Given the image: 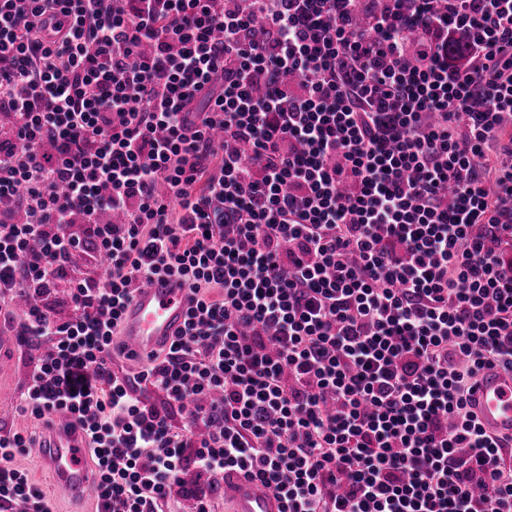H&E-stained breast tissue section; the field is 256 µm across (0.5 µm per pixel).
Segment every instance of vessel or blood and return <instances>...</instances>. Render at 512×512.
I'll use <instances>...</instances> for the list:
<instances>
[{
	"label": "vessel or blood",
	"instance_id": "b4317fda",
	"mask_svg": "<svg viewBox=\"0 0 512 512\" xmlns=\"http://www.w3.org/2000/svg\"><path fill=\"white\" fill-rule=\"evenodd\" d=\"M188 308L189 290L173 276L156 277L133 291L120 315L119 334L126 352L144 357L169 346ZM475 398L483 428L491 434L512 436V371L485 370ZM44 446L55 487L80 499L95 498L89 449L73 416L51 415ZM223 484L228 512H281V500L260 481L232 472L225 474Z\"/></svg>",
	"mask_w": 512,
	"mask_h": 512
}]
</instances>
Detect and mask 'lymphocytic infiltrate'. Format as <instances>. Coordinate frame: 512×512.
I'll return each instance as SVG.
<instances>
[{"label":"lymphocytic infiltrate","instance_id":"lymphocytic-infiltrate-1","mask_svg":"<svg viewBox=\"0 0 512 512\" xmlns=\"http://www.w3.org/2000/svg\"><path fill=\"white\" fill-rule=\"evenodd\" d=\"M160 275L185 326L118 375ZM0 320L49 343L20 409L77 419L97 512H213L190 466L283 512H512L473 406L512 370V0H0ZM33 442L0 432V512H51Z\"/></svg>","mask_w":512,"mask_h":512}]
</instances>
